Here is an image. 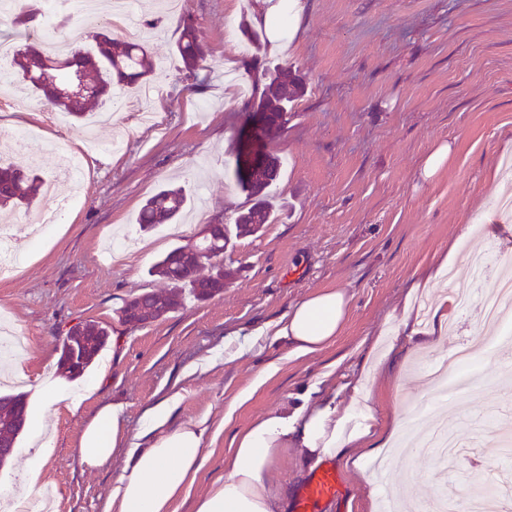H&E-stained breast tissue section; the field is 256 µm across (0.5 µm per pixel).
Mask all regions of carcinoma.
<instances>
[{"label":"carcinoma","mask_w":512,"mask_h":512,"mask_svg":"<svg viewBox=\"0 0 512 512\" xmlns=\"http://www.w3.org/2000/svg\"><path fill=\"white\" fill-rule=\"evenodd\" d=\"M177 52L182 72L188 79L198 80L203 69L205 52L199 30L190 18L182 20ZM18 79L27 85L45 104L75 118L84 117L89 102L75 100L58 93L72 75L78 74L92 90V102H105L116 87H132L150 74L147 47L138 42L112 36L107 30L92 35V44L69 49L60 55H50L37 43H26L13 54ZM305 85L292 72L276 68L268 76L263 91L251 106L253 112L268 115L266 129H281L287 124L288 110L303 96ZM279 159L269 153L259 167L251 172H238V182L247 191L252 205L241 213L233 225L212 229L208 242L214 250L227 248L232 238L255 235L264 225L273 223L277 210L272 204V187L279 175ZM43 187L42 177L33 171L15 166L0 167V209L17 211L29 208ZM187 196L180 188L162 189L149 197L139 212V228L149 232L160 224L174 222L183 212ZM201 241L179 245L161 257L149 274L165 281L164 292H142L127 300L118 311L119 320L141 326L166 317L178 308L183 290L187 289L198 301H205L224 290V280L232 272L224 263L198 252ZM208 274L196 276L203 266ZM110 333L98 324L79 323L67 333L60 349L59 369L74 379L89 371L100 352L107 346ZM25 397L19 394L0 395V448L16 444L19 426L17 418L26 412Z\"/></svg>","instance_id":"obj_1"}]
</instances>
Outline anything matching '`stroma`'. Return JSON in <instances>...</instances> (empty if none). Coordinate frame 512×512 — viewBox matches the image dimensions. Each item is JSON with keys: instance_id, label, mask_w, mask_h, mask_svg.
<instances>
[{"instance_id": "stroma-1", "label": "stroma", "mask_w": 512, "mask_h": 512, "mask_svg": "<svg viewBox=\"0 0 512 512\" xmlns=\"http://www.w3.org/2000/svg\"><path fill=\"white\" fill-rule=\"evenodd\" d=\"M95 15L48 17L45 0L29 27L53 25L59 39L80 47L81 36L107 22L110 0ZM162 0H138L137 40L147 41L157 94L141 103L123 88L117 116L97 131L99 147L83 140L84 121L51 123L44 104L24 88L0 106V142L26 130L47 142L40 173L53 177L56 152L77 153L83 192L38 241L14 237L21 262L0 278V312L30 338L26 350L0 363L22 368L20 383L0 394L24 393L28 407L54 426L40 481L53 512H103L122 461L98 468L82 463L79 442L100 408L121 407L127 443L137 442L144 411L173 392L182 399L176 422L206 419L204 462L175 512L224 475L235 433L253 419L312 400H346L345 383L365 375L376 440H407L409 415L428 408L463 436L464 455L439 462L434 449L396 458L390 487L413 500L439 489L466 498L472 482L512 474V454L496 432L512 427V399L503 368L475 366L461 396L430 403L428 368L463 341L490 340L497 357L512 354V337L498 336L476 311L452 306V332L422 345L400 332L405 305L436 306L449 285L437 272L449 252L456 271L472 252L492 250L512 265V218L485 214L512 159V0H181L178 16ZM192 18L206 60L202 86L190 91L176 45L180 21ZM259 32L254 47L248 31ZM285 67L302 77L305 93L283 131L259 128L249 102L269 71ZM452 155L429 180L420 172L432 150ZM274 154L279 214L255 235L232 239L224 264L237 276L206 301L182 300L166 318L137 328L116 311L130 297L161 292L151 266L190 242L173 225L140 231L138 212L160 189L188 194L184 223L201 230L232 224L249 205L236 170L256 152ZM335 289L348 299L345 324L325 349L289 356L287 344L261 335L308 294ZM95 322L113 341L85 378L98 390L79 411L67 401L44 404L36 386L60 377L59 345L69 328ZM371 458L336 460L341 500L320 512H380L385 487Z\"/></svg>"}]
</instances>
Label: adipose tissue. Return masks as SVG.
Instances as JSON below:
<instances>
[{
  "mask_svg": "<svg viewBox=\"0 0 512 512\" xmlns=\"http://www.w3.org/2000/svg\"><path fill=\"white\" fill-rule=\"evenodd\" d=\"M348 300L342 292L321 290L296 303L270 325L274 340L290 345L300 358L334 341L346 319ZM350 402L302 401L292 409L269 412L239 430L226 459L224 476L199 497L195 512H286L287 503L272 482L276 462L288 449H299L308 462L353 454L367 447L372 417L361 409L363 384H350ZM178 396L160 401L144 416V446L129 449L125 465L105 512H172L192 485L203 463V422L174 423ZM115 408H103L85 429L79 454L88 467L111 460L120 437Z\"/></svg>",
  "mask_w": 512,
  "mask_h": 512,
  "instance_id": "1",
  "label": "adipose tissue"
}]
</instances>
